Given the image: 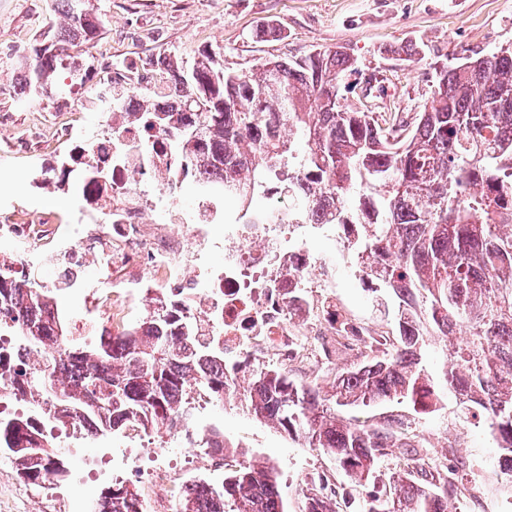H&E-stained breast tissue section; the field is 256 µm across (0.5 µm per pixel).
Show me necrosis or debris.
<instances>
[{
  "mask_svg": "<svg viewBox=\"0 0 512 512\" xmlns=\"http://www.w3.org/2000/svg\"><path fill=\"white\" fill-rule=\"evenodd\" d=\"M68 139L74 151L62 176L78 180V206L64 224L0 225V239L17 252L12 274L50 268L56 285L86 289L95 319L124 325L130 301L179 285L198 336L246 368L265 360L307 366L335 353L336 258L307 249L311 234L335 233V225L289 223L291 204L274 181L266 210L243 222L230 221L218 195L183 206L171 192L183 170L168 134L132 120L90 139L72 128ZM219 223L220 240L211 234ZM218 251L220 267L211 262ZM89 266L96 279L85 277Z\"/></svg>",
  "mask_w": 512,
  "mask_h": 512,
  "instance_id": "obj_1",
  "label": "necrosis or debris"
}]
</instances>
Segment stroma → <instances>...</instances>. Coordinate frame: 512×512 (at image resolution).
Listing matches in <instances>:
<instances>
[{
	"instance_id": "obj_1",
	"label": "stroma",
	"mask_w": 512,
	"mask_h": 512,
	"mask_svg": "<svg viewBox=\"0 0 512 512\" xmlns=\"http://www.w3.org/2000/svg\"><path fill=\"white\" fill-rule=\"evenodd\" d=\"M52 0H0V213L21 220L66 221L77 199L72 183L46 185L35 175L59 166L71 146L60 130L78 121L91 135L102 131L106 112H67L64 101L78 102L95 93L105 59L123 58L145 68L156 54L190 60L203 50L220 52L229 71L250 69L265 59L301 57L319 49L344 48L355 60L340 95L345 105L376 113L389 123L421 111L436 85L434 62H451L475 53L486 55L512 45V0H95L101 27L95 42L75 48L89 79L73 84L68 97L45 93L27 102L17 99L19 65L34 47L47 44L62 23ZM273 26L280 37L256 39L260 26ZM413 43L421 48L410 60L395 59L391 48ZM316 256H336V299L350 317L369 328L395 333L397 306L377 307L375 293L355 275L347 251L322 235L308 242ZM181 430L108 431L89 439L76 431L55 429L69 469L67 477L44 487L25 484L14 464L0 457V512H38L48 499L60 512H92L94 500L112 485L135 487L149 495L154 452L169 466L163 496L176 505L187 483H221L227 471L259 462L275 469L290 512H299L300 489L328 474L339 484L347 477L326 454L291 439L280 428L248 412L233 396L217 402L205 393L190 395ZM224 438L222 465L193 453L189 441Z\"/></svg>"
}]
</instances>
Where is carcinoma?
I'll use <instances>...</instances> for the list:
<instances>
[{
	"label": "carcinoma",
	"mask_w": 512,
	"mask_h": 512,
	"mask_svg": "<svg viewBox=\"0 0 512 512\" xmlns=\"http://www.w3.org/2000/svg\"><path fill=\"white\" fill-rule=\"evenodd\" d=\"M54 0L67 19L54 41L34 49L20 73L18 99L48 90L69 45L91 43L99 18L90 4ZM472 69L435 63L438 81L412 121L383 125L372 112L340 100L342 75L355 60L345 50L266 60L227 71L221 53L192 61L164 58L174 104L131 113L145 128L174 135L187 165L227 190L264 193L276 179L296 201L302 224L353 227L339 234L356 272L372 291L397 302L398 339L376 333L356 341L359 364L335 372L330 390L296 382L276 368L251 376L249 412L329 455L351 484L380 477L390 460L400 470L388 490L363 498L341 493L327 476L303 492L302 512H457L455 499L475 480L469 460L448 440L445 461L422 452L421 416L442 409L443 393L425 356L448 343L444 381L465 424H479L498 457L482 484L512 492V48L474 58ZM209 94L207 107L196 96ZM130 330L104 327L68 339L54 298L28 279L0 273V329L24 336L0 352V378L39 413L0 415V453L20 477L41 485L66 472L45 422L97 432L138 424L164 426L192 391L216 401L236 391L238 368L224 348L202 345L177 300ZM404 404L406 414L373 423L347 419L345 408ZM93 512H149L129 486L103 490ZM176 512H288L271 468L249 463L221 486L197 482Z\"/></svg>",
	"instance_id": "1"
}]
</instances>
